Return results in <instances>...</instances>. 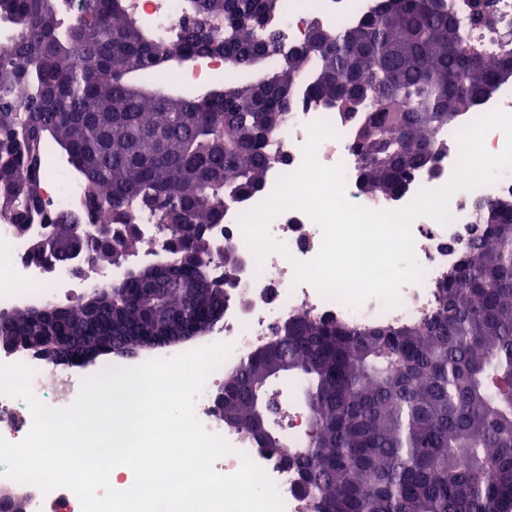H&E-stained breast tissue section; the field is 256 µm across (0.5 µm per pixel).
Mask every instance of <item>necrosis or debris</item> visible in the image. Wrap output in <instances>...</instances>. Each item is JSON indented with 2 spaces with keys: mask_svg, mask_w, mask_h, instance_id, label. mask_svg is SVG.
<instances>
[{
  "mask_svg": "<svg viewBox=\"0 0 512 512\" xmlns=\"http://www.w3.org/2000/svg\"><path fill=\"white\" fill-rule=\"evenodd\" d=\"M377 5L378 0H323L321 7L313 9L309 7L308 0H285L278 22L285 33L287 46L294 47L304 41L313 23L346 30L372 14ZM321 120L331 125L335 135L319 145V162L326 166H342L346 198L368 209H400L421 190L443 186L450 179L458 156L457 131L452 128L436 143L433 169L417 173L406 190L398 195L369 196L361 190L357 176L359 159L352 150V126L345 124L335 109L314 103L304 104L290 113L278 136L271 140L269 152L276 155L277 160L268 169L262 188L228 204L223 221L211 229L210 272L222 275L224 244L228 241L237 246L242 269L228 288L230 298L224 307V322L213 328L207 339L211 345L231 344L232 351L208 377L204 391L196 401L195 411L209 432L223 437L233 448L232 454L216 462V470L224 475L236 472L240 466L239 453H246L275 483L285 512H312L310 503L295 490L293 469L283 468L275 457L257 448L243 430L221 425L211 410L213 390L223 384L226 374L237 371L245 363L252 349L269 337L281 320L290 316L334 317L369 327L414 321L431 312L439 284L465 250L474 232L476 201L512 193V168H508L490 184L455 193L450 201L452 220L449 224L443 226L428 217L414 220L411 232L416 257L425 269L422 281L404 284L400 289V304L391 309L383 308L374 298L358 306L347 305L322 293L311 282L294 279L295 262L311 261L321 246V230L307 213L290 209L274 219L271 234L286 246L288 253L269 256L260 268L255 265L238 222L243 212L273 192L280 176L299 168L303 160L302 147L308 140L307 127ZM86 197L87 189L82 181L51 169L44 178L41 209L33 215L26 234L16 233L13 224L0 219V254L8 258L7 265L0 269V312H10L21 305L44 300H68L94 285H117L125 281L138 265L158 263L168 258V239L160 234L154 218L146 214L140 223V246L130 249L118 261L100 265L82 254L66 265L31 259L30 243L46 232L47 216L84 209ZM0 362L22 364L32 369L34 394L53 407L71 404L82 382L81 377L48 368L39 358L25 352L1 350Z\"/></svg>",
  "mask_w": 512,
  "mask_h": 512,
  "instance_id": "4bbe7bcc",
  "label": "necrosis or debris"
}]
</instances>
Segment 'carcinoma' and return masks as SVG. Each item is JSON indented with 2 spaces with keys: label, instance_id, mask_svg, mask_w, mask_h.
<instances>
[{
  "label": "carcinoma",
  "instance_id": "1",
  "mask_svg": "<svg viewBox=\"0 0 512 512\" xmlns=\"http://www.w3.org/2000/svg\"><path fill=\"white\" fill-rule=\"evenodd\" d=\"M13 30L0 46V218L26 231L41 207L43 150L53 143L88 207L112 212L69 252L111 263L140 242L133 206L152 211L169 234L171 258L92 300L65 308L61 331L72 358L85 342L112 335V303L128 315V344L142 346V312L168 313L165 333L212 329L195 310L224 311L226 292L207 272L210 226L226 202L258 191L272 162L268 143L303 103L365 114L352 149L371 196L405 190L433 168L438 135L512 79V42L485 57L470 47L442 0H385L349 31L311 27L285 48L273 19L283 0H182L176 32L160 38L140 24L130 0H0ZM183 54L224 53L233 71L261 57L276 78L230 84L189 97L162 89L168 43ZM30 89L22 103L17 85ZM469 248L437 289L435 310L398 326L359 328L333 317L294 316L248 364L224 381L214 403L257 447L252 378L272 361L305 381L313 431L288 453L296 489L313 512H512V195L479 200ZM55 232L75 214L49 220ZM195 281L193 293L182 291ZM152 288L150 301L137 289ZM96 307L100 323L85 314ZM0 347L30 350L27 308L8 315ZM269 429L282 405L266 389Z\"/></svg>",
  "mask_w": 512,
  "mask_h": 512
}]
</instances>
